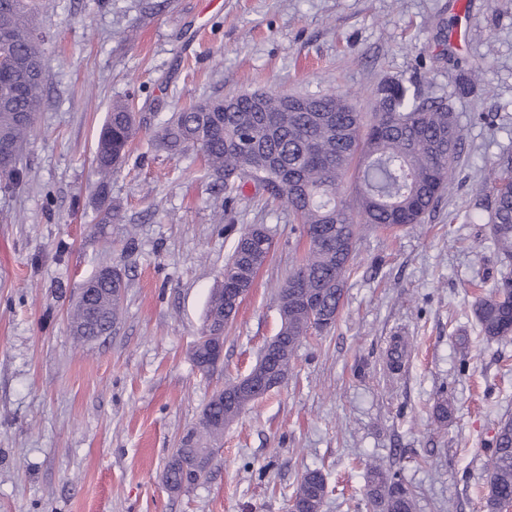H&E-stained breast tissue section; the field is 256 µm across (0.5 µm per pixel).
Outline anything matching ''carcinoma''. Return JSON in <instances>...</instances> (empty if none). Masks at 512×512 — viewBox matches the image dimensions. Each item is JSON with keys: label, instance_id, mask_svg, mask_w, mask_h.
<instances>
[{"label": "carcinoma", "instance_id": "carcinoma-1", "mask_svg": "<svg viewBox=\"0 0 512 512\" xmlns=\"http://www.w3.org/2000/svg\"><path fill=\"white\" fill-rule=\"evenodd\" d=\"M48 0H0V144L10 147L5 185L20 180L18 164L41 110L45 76L44 30L40 16ZM138 131L136 112L127 99L115 100L100 131L94 164L99 175L96 200L99 223L119 220L109 195L108 177L125 159ZM159 147L172 153L199 149L208 173L224 187L231 203L252 183L281 202L306 250L277 289L279 355L266 367L284 379L299 345L312 331L330 329L341 307L344 286L363 228L398 229L419 224L448 188L461 157L462 137L442 102H423L418 91L399 81L379 88L376 108L366 117L350 99L334 91L288 95L244 92L229 99L206 100L174 112L155 133ZM361 172L354 195H340L351 168ZM486 224L503 267L512 266V154H505L484 180ZM268 230L247 226L224 264V282L211 295L208 335L224 336V326L238 308L224 296L226 288H252L273 252ZM117 266L98 271L70 315V331L92 341L112 329L123 288ZM473 313L488 342L512 340V273H503L490 293L476 298ZM246 396L216 391L202 410L204 426L187 433L190 445L175 450L164 481L181 492L208 473L195 462V449L224 434V425L244 410ZM488 512L512 507V417L500 419L486 449ZM327 494L323 475L305 471L291 498L292 512H322ZM373 512H415V494L397 474L372 471Z\"/></svg>", "mask_w": 512, "mask_h": 512}]
</instances>
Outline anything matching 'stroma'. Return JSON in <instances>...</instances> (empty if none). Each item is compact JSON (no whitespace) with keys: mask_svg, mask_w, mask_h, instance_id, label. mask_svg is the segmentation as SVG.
<instances>
[{"mask_svg":"<svg viewBox=\"0 0 512 512\" xmlns=\"http://www.w3.org/2000/svg\"><path fill=\"white\" fill-rule=\"evenodd\" d=\"M53 0L45 99L27 175L0 188V512H288L305 470L322 512H371L378 464L416 512H486L484 449L512 417V343L486 342L472 306L501 265L464 220L512 152V0ZM385 80L454 113L464 150L438 206L395 233L364 231L334 327L307 336L288 377L224 429L208 477L178 495L164 468L212 394L249 371L280 318L274 291L303 253L284 207L246 186L232 228L199 152L151 135L171 112L242 92L349 95L372 112ZM144 127L98 221L93 158L112 101ZM275 248L224 329V361L191 348L240 229ZM125 268L110 335L78 343L69 311L101 265ZM401 360H394V350ZM447 393L454 410L437 424Z\"/></svg>","mask_w":512,"mask_h":512,"instance_id":"1","label":"stroma"}]
</instances>
